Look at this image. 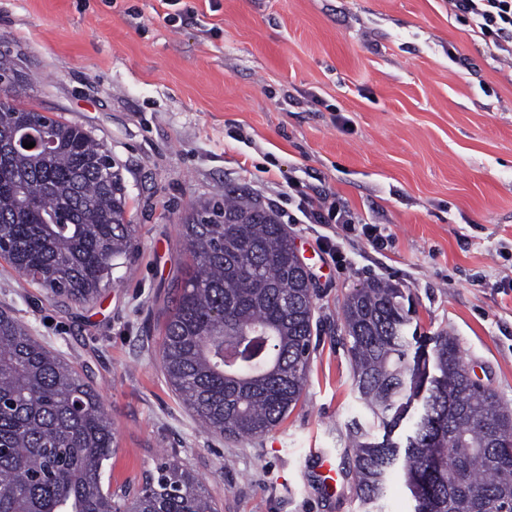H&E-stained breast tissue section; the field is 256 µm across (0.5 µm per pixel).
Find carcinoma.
Wrapping results in <instances>:
<instances>
[{
    "label": "carcinoma",
    "instance_id": "obj_1",
    "mask_svg": "<svg viewBox=\"0 0 512 512\" xmlns=\"http://www.w3.org/2000/svg\"><path fill=\"white\" fill-rule=\"evenodd\" d=\"M0 79V150L53 138L48 152L0 157V260L50 298L87 303L137 249L126 182L90 131L24 107L28 82L7 49ZM181 235L190 264L164 324V371L205 431L262 438L304 394L312 278L286 225L239 189L193 207ZM401 298L374 281L342 305L352 389L371 417L345 440L356 496L384 512L386 477L399 470L412 512H512V411L471 377L451 332L409 335ZM114 447L88 378L0 310V512H218L174 457L140 489L112 493Z\"/></svg>",
    "mask_w": 512,
    "mask_h": 512
}]
</instances>
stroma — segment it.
<instances>
[{"label":"stroma","instance_id":"35a3bbf8","mask_svg":"<svg viewBox=\"0 0 512 512\" xmlns=\"http://www.w3.org/2000/svg\"><path fill=\"white\" fill-rule=\"evenodd\" d=\"M0 38L31 81L26 104L90 130L128 187L138 249L94 301L46 299L0 261V309L105 400L113 491L174 456L219 512H366L336 453L369 418L341 309L377 280L400 289L418 335L452 329L471 376L512 409V68L448 0H0ZM228 184L287 224L317 290L305 394L253 441L203 433L161 363L181 219ZM307 196L383 241L289 223Z\"/></svg>","mask_w":512,"mask_h":512}]
</instances>
